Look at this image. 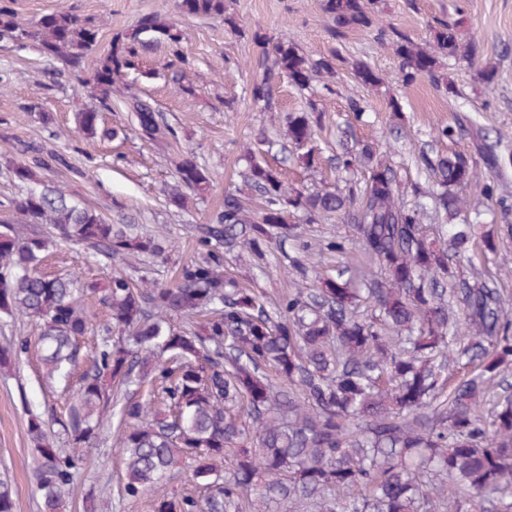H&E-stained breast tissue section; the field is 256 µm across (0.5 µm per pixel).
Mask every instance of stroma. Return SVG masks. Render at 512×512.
I'll return each instance as SVG.
<instances>
[{
  "instance_id": "35a3bbf8",
  "label": "stroma",
  "mask_w": 512,
  "mask_h": 512,
  "mask_svg": "<svg viewBox=\"0 0 512 512\" xmlns=\"http://www.w3.org/2000/svg\"><path fill=\"white\" fill-rule=\"evenodd\" d=\"M13 7L25 22L72 8L94 18L99 42L78 75L35 45L19 48L0 42V220L8 216L7 200L24 189L39 193L59 188L109 223L155 235L165 248L158 257L130 258L101 268L89 262L80 246H54L47 253L46 274L75 273L102 282L124 273L157 284L172 282L178 267L194 258L197 227L221 209L225 191L242 196L248 208L258 207L260 196L242 174L246 151L261 136L267 139L265 158L283 180L314 190L344 186L346 177L336 168L340 142L350 137L376 142L396 172L398 199L406 204L414 199V186L433 184L416 165L419 154L458 152L479 162L483 148L492 144L500 157L499 192L512 198V0H378L374 28L348 30L339 41L327 31L330 20L323 0H231L230 11L239 24L235 32L219 19L180 14L176 0H14ZM151 13L176 23L185 32L184 40L175 50L163 42L147 44L138 70L128 73L113 91L111 110L99 112V128L123 127L126 136L84 138L77 131L76 115L96 106L86 83L99 57L113 37ZM439 19L460 21L464 41L477 46L474 61L442 56L435 77L403 84L396 77L400 59L390 40L378 39V28L395 27L430 49L432 27ZM258 35L286 37L315 59L333 56L334 75L314 78L305 90L281 79L272 110H261L252 99L253 84L261 74V49L254 41ZM177 50L188 60L181 79L175 76ZM359 61L378 76V84L367 85L357 77L354 65ZM487 63L495 75L485 84L478 71ZM133 94L154 104L169 134L155 140L140 135L127 107ZM353 101L363 106V119L350 112ZM312 102L322 113L320 156L315 168L307 170L293 156L285 116L307 111ZM447 126L454 128L453 138L441 136ZM42 148L66 154L71 167L83 170V177L73 178L69 169H61L41 172L28 186L19 182L13 165ZM185 155L205 169L209 186L188 193L179 208L170 203L169 193L176 184L174 163ZM487 172L479 162L478 176L465 191L469 207L481 210L485 231L502 221L498 207L483 194ZM296 242L277 243L267 268L256 267L242 253L228 257L224 270L277 301L294 281L285 257ZM75 400V393L45 385L35 354L23 355L17 369L0 372V478L12 487L15 512H42L33 472L35 452L27 433L29 412L49 419L62 448V424ZM119 441V431L108 424L84 449L79 478L65 495L64 512H84L89 504L96 512H153L151 495L133 500L123 495Z\"/></svg>"
}]
</instances>
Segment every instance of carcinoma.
<instances>
[{
    "mask_svg": "<svg viewBox=\"0 0 512 512\" xmlns=\"http://www.w3.org/2000/svg\"><path fill=\"white\" fill-rule=\"evenodd\" d=\"M371 5L326 0L332 36L371 27ZM178 7L238 27L226 0H178ZM438 25L434 51L395 29L379 30L382 40L392 36L403 83L435 77L439 54L476 56L457 25ZM97 39L95 22L70 10L29 24L0 0V42H33L78 71ZM150 39L168 41L176 60L187 64L177 50L183 31L158 13L142 16L114 38L89 81L102 108H110L113 86L135 68ZM257 43L263 71L253 97L267 108L281 77L310 81L333 68L332 61L282 39L259 37ZM129 107L144 136L164 133L150 101L133 97ZM320 122L313 104L286 115L305 169L317 163ZM78 126L95 137L98 113H80ZM336 160L345 173L367 167L363 189L350 180L334 191L289 186L277 169L248 158L244 178L262 193V208L251 215L237 194L225 193L223 208L199 226L196 257L182 263L177 282L166 287L137 285L121 274L102 286L47 276L40 265L50 238L24 234L9 220L0 225V314L41 326L34 343L23 339L0 348V368L34 347L46 382L79 384L78 402L63 425L75 450L97 438L114 386L148 383L150 398L124 397L118 415L125 493H154V512H294L305 502L314 512H465L467 505L473 512H512V309L493 280L456 270L461 261L474 265V225L454 223L466 208L462 191L477 177L474 161L464 153L420 155L421 166L436 177L434 186L413 190L417 200L401 205L395 173L376 159L373 143H345ZM60 168L70 169L67 157L51 149L16 164L14 174L28 183ZM175 169L170 201L179 206L184 190L201 191L208 178L190 158ZM496 190L491 174L484 194L496 198L506 216L512 201ZM420 197L448 217L434 238L425 230L428 211ZM8 208L28 224L51 225L55 239L82 246L99 265L164 252L155 236L131 235L59 190L20 193ZM297 211L311 224L333 217L352 223L355 246L368 264L355 268L356 281L338 273L312 290L294 287L269 307L224 274V264L237 249L265 261L278 238L294 233L289 220ZM315 263L303 242L288 256L289 270L302 280ZM90 294L109 310L108 321L97 327L84 306ZM176 318L189 329L178 328ZM94 330L106 339L87 355L81 340ZM28 432L43 512H59L77 477L76 461L56 448L34 411ZM181 464L193 467V494L164 489L167 473Z\"/></svg>",
    "mask_w": 512,
    "mask_h": 512,
    "instance_id": "obj_1",
    "label": "carcinoma"
}]
</instances>
